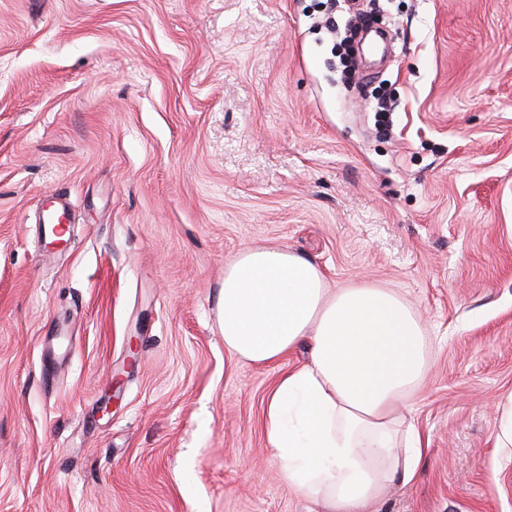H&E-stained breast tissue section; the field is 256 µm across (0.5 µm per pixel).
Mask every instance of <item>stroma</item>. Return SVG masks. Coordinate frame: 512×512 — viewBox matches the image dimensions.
<instances>
[{
    "label": "stroma",
    "mask_w": 512,
    "mask_h": 512,
    "mask_svg": "<svg viewBox=\"0 0 512 512\" xmlns=\"http://www.w3.org/2000/svg\"><path fill=\"white\" fill-rule=\"evenodd\" d=\"M381 4L383 123L314 0H0V512H309L264 422L307 349L224 347L248 246L425 325V449L380 512H512V0ZM497 427L495 447H512V394L500 399L496 404Z\"/></svg>",
    "instance_id": "stroma-1"
}]
</instances>
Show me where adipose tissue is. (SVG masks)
I'll use <instances>...</instances> for the list:
<instances>
[{
    "label": "adipose tissue",
    "mask_w": 512,
    "mask_h": 512,
    "mask_svg": "<svg viewBox=\"0 0 512 512\" xmlns=\"http://www.w3.org/2000/svg\"><path fill=\"white\" fill-rule=\"evenodd\" d=\"M220 301L234 357L267 365L308 349L265 410L290 488L321 512H368L413 480L422 443L399 403L425 369L423 328L400 297L365 284L330 290L318 263L275 246L240 252Z\"/></svg>",
    "instance_id": "adipose-tissue-1"
}]
</instances>
